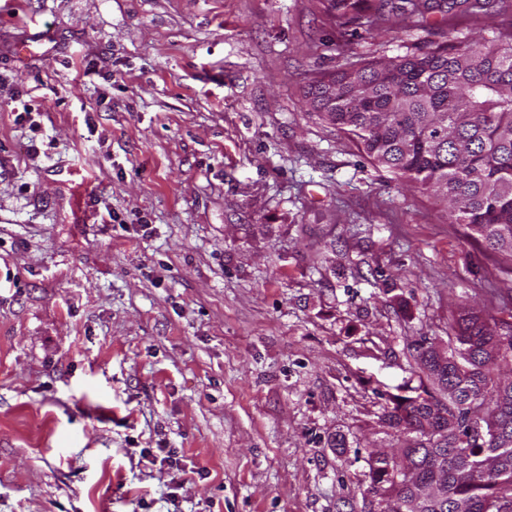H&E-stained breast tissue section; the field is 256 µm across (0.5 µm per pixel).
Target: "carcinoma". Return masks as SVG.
Segmentation results:
<instances>
[{"label": "carcinoma", "instance_id": "1", "mask_svg": "<svg viewBox=\"0 0 512 512\" xmlns=\"http://www.w3.org/2000/svg\"><path fill=\"white\" fill-rule=\"evenodd\" d=\"M366 28L429 16L512 13V0H331ZM306 106L352 136L375 165L446 204L512 261V36L447 39L403 56L346 62L308 85ZM414 400L388 396L385 424L402 440L370 456L373 512H412L416 490L438 485L428 512H512V321L464 306L448 316V342H415Z\"/></svg>", "mask_w": 512, "mask_h": 512}]
</instances>
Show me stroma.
Segmentation results:
<instances>
[{"label":"stroma","mask_w":512,"mask_h":512,"mask_svg":"<svg viewBox=\"0 0 512 512\" xmlns=\"http://www.w3.org/2000/svg\"><path fill=\"white\" fill-rule=\"evenodd\" d=\"M450 29L512 15L0 0V512H368L413 343L503 318L512 276L303 92Z\"/></svg>","instance_id":"35a3bbf8"}]
</instances>
